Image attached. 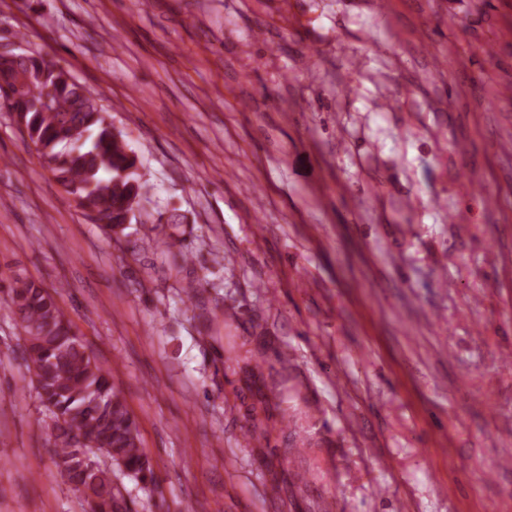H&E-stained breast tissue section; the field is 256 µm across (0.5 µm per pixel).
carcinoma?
I'll return each mask as SVG.
<instances>
[{
  "instance_id": "obj_1",
  "label": "carcinoma",
  "mask_w": 512,
  "mask_h": 512,
  "mask_svg": "<svg viewBox=\"0 0 512 512\" xmlns=\"http://www.w3.org/2000/svg\"><path fill=\"white\" fill-rule=\"evenodd\" d=\"M23 115L42 165L85 215L117 228L145 195L136 158L113 134L98 96L40 52L0 69V110ZM9 306L23 331L30 383L50 419L60 478L84 492L83 512H131L112 472L157 490L150 458L109 372L72 328L56 297L22 273Z\"/></svg>"
}]
</instances>
